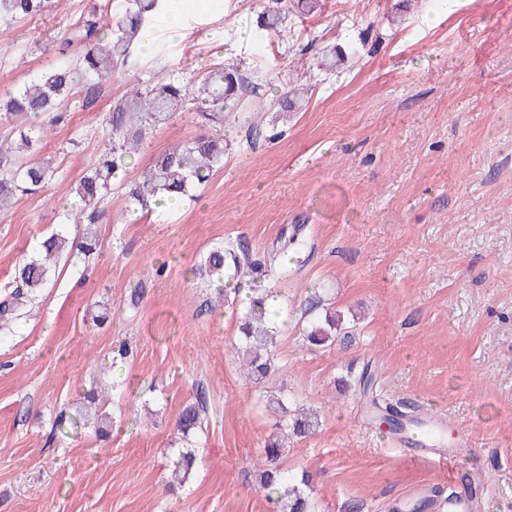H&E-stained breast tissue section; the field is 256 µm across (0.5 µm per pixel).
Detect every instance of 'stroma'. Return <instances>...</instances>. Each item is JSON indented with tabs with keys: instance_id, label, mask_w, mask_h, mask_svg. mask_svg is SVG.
Segmentation results:
<instances>
[{
	"instance_id": "35a3bbf8",
	"label": "stroma",
	"mask_w": 512,
	"mask_h": 512,
	"mask_svg": "<svg viewBox=\"0 0 512 512\" xmlns=\"http://www.w3.org/2000/svg\"><path fill=\"white\" fill-rule=\"evenodd\" d=\"M127 0H56L0 22V97L57 61L55 46L91 7L119 19ZM184 39L157 15L149 48L102 85L94 105L70 100L68 124L40 155L56 168L40 192L0 216V282L40 237L64 223L63 200L109 142L103 124L128 87L155 76L187 82L236 64L253 91L224 127V161L194 200L141 213L122 189L104 202L99 254L73 257L9 334L0 335V512H274L254 466L280 415L317 410L291 440L283 470L308 474L320 512H389L435 488L478 477L482 512H512V0H321L280 34H256L263 0H210ZM356 44L329 72L325 50ZM304 72L314 87L288 119L273 103ZM195 112L153 132L129 166L211 133ZM65 224V223H64ZM307 228L271 283L281 320L276 372L261 385L237 359L239 293L188 271L232 241L264 256L293 225ZM140 285L139 302L129 291ZM340 311L349 334L309 346L301 316L313 295ZM108 311L107 323L91 316ZM374 372L392 400L418 404L465 431V457L410 463L363 412L353 379ZM108 387L109 436L55 429L90 386ZM202 402L201 427L176 419ZM197 467L168 485L176 449Z\"/></svg>"
}]
</instances>
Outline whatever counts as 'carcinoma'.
<instances>
[{
    "mask_svg": "<svg viewBox=\"0 0 512 512\" xmlns=\"http://www.w3.org/2000/svg\"><path fill=\"white\" fill-rule=\"evenodd\" d=\"M48 4L49 0H0V21L7 25L20 23L46 11ZM318 9L319 0H267V6L259 15V29L268 34L277 33L289 13L309 15ZM162 11L164 0H131L130 6L114 23L95 12L80 19L59 44L57 65L32 77L9 98L0 100V119L15 122L14 132L18 133L15 143L0 141V214L9 211L16 193H37L53 179L55 170L50 163L32 162L28 157L40 151L53 127L67 121V105L75 89L89 76L95 77L97 82L86 87L88 94L100 83L110 80L117 63L129 60L152 19ZM242 81L238 69L214 67L201 74L191 86L168 77H160L144 87L134 85L106 117L110 148L75 188V206L65 212L68 221L88 225L99 223L104 217L101 201L112 194L113 183L125 174L138 155L146 134L185 111L188 101L196 104L202 121L219 125L228 121L231 113L238 109V89ZM309 90L310 87L302 83L289 85L288 90L277 98L282 113L296 111ZM44 114L49 115L48 121H36ZM223 159L224 138L221 135L178 143L155 157L138 180L123 182L121 186L128 200L149 211L153 200L160 204L165 196H192V191L209 182ZM303 229V225L296 224L291 232H281L276 241V252L281 254L301 247ZM100 247L97 233L90 228L83 233L80 242L71 245L67 237L56 232L43 238L36 247V256L15 266L12 284L6 286L0 298V332L8 331L9 323L20 316V310L34 303L41 289L49 285L65 249H74L87 256ZM191 274L217 283L240 276L252 277V292L256 297L251 299L239 324L238 355L246 378L258 382L266 379L272 371L271 358L266 351L277 343L279 328L271 323L264 309L269 292L263 288L262 279H283L288 276V268L274 262L266 265L252 259L242 247L229 245L208 251L200 264L191 269ZM342 330L341 318L327 311L324 316L308 322L307 340L312 345L323 346ZM357 385L370 404L385 403L386 412L380 414L378 420H390L389 432L403 429L406 412L384 402L372 374L362 373ZM276 404L283 416L262 448L263 461L256 470V486L276 504L279 512H318L315 503L301 490V486L308 485L309 476L303 473L298 477L283 472L278 465L288 439L306 436L317 426V418L307 414L291 418L282 400H277ZM98 408L94 391L84 393L82 408L70 418L59 420L56 430L63 433L67 429L86 427L91 411L95 413L96 433L100 437L107 435L109 419L104 413L98 414ZM200 424L201 408L192 403L183 409L177 428L182 437L187 438ZM194 465L192 451H183L175 461L174 472L186 478Z\"/></svg>",
    "mask_w": 512,
    "mask_h": 512,
    "instance_id": "cac0c4a2",
    "label": "carcinoma"
}]
</instances>
